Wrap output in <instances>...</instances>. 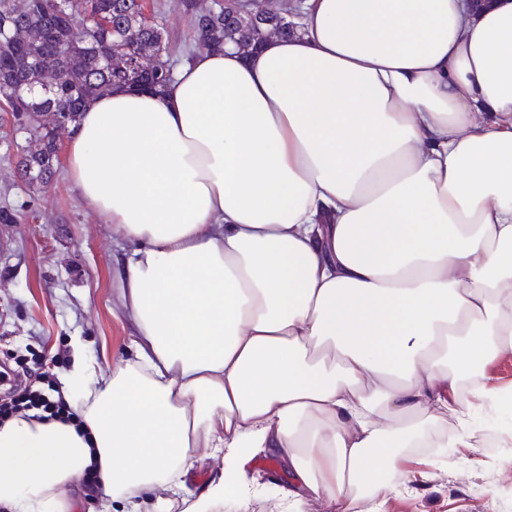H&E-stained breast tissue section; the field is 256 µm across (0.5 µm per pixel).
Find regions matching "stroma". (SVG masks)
Here are the masks:
<instances>
[{
  "mask_svg": "<svg viewBox=\"0 0 512 512\" xmlns=\"http://www.w3.org/2000/svg\"><path fill=\"white\" fill-rule=\"evenodd\" d=\"M145 11L162 12L175 65L194 55L190 17L179 0H146ZM29 145L11 113L0 109V209L16 216L0 224V364L31 374L47 365L49 377L36 387L48 397L61 389L76 352L107 374L131 356L133 330L118 310L116 257L133 246L80 202L66 164H58L50 189L23 183L16 163ZM500 434L512 436V406L476 410L469 447L442 449L427 467L428 479L407 482L382 512H512V446L495 445ZM249 469L255 495L248 512H278V490L291 476L287 462L261 456Z\"/></svg>",
  "mask_w": 512,
  "mask_h": 512,
  "instance_id": "1",
  "label": "stroma"
}]
</instances>
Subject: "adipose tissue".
I'll list each match as a JSON object with an SVG mask.
<instances>
[{
    "label": "adipose tissue",
    "instance_id": "adipose-tissue-1",
    "mask_svg": "<svg viewBox=\"0 0 512 512\" xmlns=\"http://www.w3.org/2000/svg\"><path fill=\"white\" fill-rule=\"evenodd\" d=\"M289 38L227 45L159 91L118 88L67 149L119 257L134 360L67 377L77 424L0 423V506L248 505L287 461L281 512H367L448 423L500 406L461 379L512 353V0H301ZM221 457L198 489L196 451ZM404 456H397V449ZM255 479L252 498L248 512H279L278 489L288 484L291 472L288 462L278 458L259 456L248 465Z\"/></svg>",
    "mask_w": 512,
    "mask_h": 512
}]
</instances>
